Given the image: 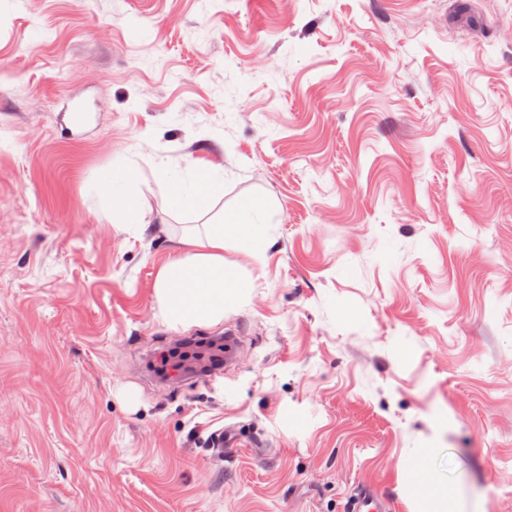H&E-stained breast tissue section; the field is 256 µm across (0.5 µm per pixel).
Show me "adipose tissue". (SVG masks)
<instances>
[{"label": "adipose tissue", "mask_w": 512, "mask_h": 512, "mask_svg": "<svg viewBox=\"0 0 512 512\" xmlns=\"http://www.w3.org/2000/svg\"><path fill=\"white\" fill-rule=\"evenodd\" d=\"M224 191V169L202 165L194 172V186L179 192L177 205L193 212L207 211ZM255 228L243 210L226 213L220 223L184 235L175 255L160 269L154 283L164 319L174 326H189L222 317L237 303L243 283L224 263V245L232 240L252 241Z\"/></svg>", "instance_id": "obj_1"}]
</instances>
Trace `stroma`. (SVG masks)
Wrapping results in <instances>:
<instances>
[{
    "label": "stroma",
    "mask_w": 512,
    "mask_h": 512,
    "mask_svg": "<svg viewBox=\"0 0 512 512\" xmlns=\"http://www.w3.org/2000/svg\"><path fill=\"white\" fill-rule=\"evenodd\" d=\"M253 201L241 300L169 325ZM411 469L512 512V0H0V512H410ZM194 187L177 195L180 209L207 211L210 201L224 192V169L216 165H201L194 172ZM143 203L137 195L128 194L112 203L113 223L143 224L141 213ZM114 216L119 222H114ZM252 203L249 211L260 209ZM247 211L224 214L220 224H202L203 230L179 240L175 255L160 269L154 283L164 319L173 326H189L223 317L224 308L237 303L243 283L224 265V245L232 240L251 242L255 228ZM392 505L375 489L363 485L350 494L344 503V512H391Z\"/></svg>",
    "instance_id": "obj_1"
}]
</instances>
